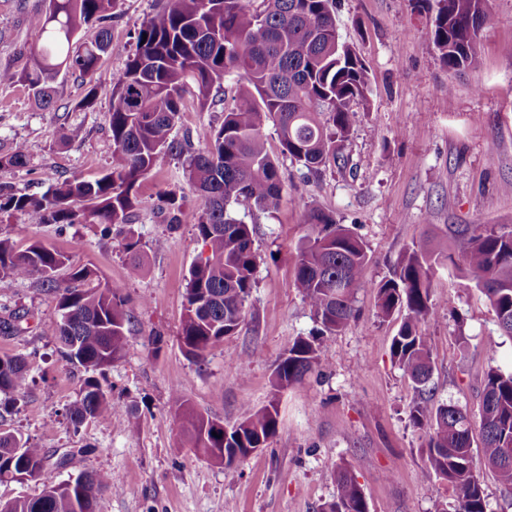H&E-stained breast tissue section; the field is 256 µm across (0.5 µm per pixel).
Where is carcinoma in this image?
<instances>
[{
    "instance_id": "cac0c4a2",
    "label": "carcinoma",
    "mask_w": 512,
    "mask_h": 512,
    "mask_svg": "<svg viewBox=\"0 0 512 512\" xmlns=\"http://www.w3.org/2000/svg\"><path fill=\"white\" fill-rule=\"evenodd\" d=\"M113 2L41 0L28 11V0H19V10L39 32L40 43L19 49L18 65L0 66V85L29 88L43 109L54 106L53 82L62 72L86 86L78 102L83 109L92 108L98 89L109 86L112 165L92 180L64 179L40 196L0 183V223L20 213L30 224H98L109 240L117 227L121 251L142 269L140 240L128 228L136 210L146 204L141 183L166 157H185L183 179L200 200L193 227L207 255L189 269L178 340L188 357L199 360L238 332L254 287L252 228L236 216L233 206L247 202L259 210L271 209L284 189L278 162L266 146L265 122L276 123L282 153L316 172L336 159V142L352 127L350 104L367 100L370 78L355 48L339 42L335 0H260L257 6L255 0H163L159 14L135 32L133 58L124 69L109 74L102 59L112 37ZM438 4L433 39L441 63L450 71L477 67L479 33L495 21L489 0ZM89 25L97 28L95 37L77 39ZM233 73L244 84L204 145L195 146L188 133L181 139L171 137L184 109L185 80L194 81L198 105L205 108L216 102L224 77ZM28 162L23 144L0 148V170L24 168ZM158 198L166 203L169 230L179 229L184 197L164 190ZM304 223L307 233L298 252L295 285L320 328L316 336L296 338L278 360L274 388L285 390L319 367L324 337L356 317V291L371 289L380 317L406 311L392 339L391 356L417 394L410 419L426 430L422 452L428 469L452 488L457 512H487L481 469L490 470L504 490L512 491V371L491 368L486 373L481 446L475 449L470 415L456 405L433 403V346L420 324L434 309L435 266L455 264L448 253L452 234L466 239V277L485 294L501 334L512 338V226L451 228L440 237L414 241L390 275L369 282L363 277L367 246L352 229L315 208L306 212ZM62 269L68 270L71 282L64 288L56 278ZM95 277V270L73 265L67 253L40 241L19 247L0 237V278H34L54 294L62 357L87 373L70 411L76 429L87 418H135L98 378L124 355L131 315L120 287L96 284ZM32 382L24 357L0 356V392L21 393ZM175 400V415L190 447L226 468L265 447L277 430L274 408L251 411L228 429L192 411L180 396ZM15 474L39 482L41 492L0 502V512H95L102 492L121 490L108 473L85 474L71 487L56 479L42 449L0 430V481ZM332 475L335 493L322 512H369L357 477L341 464Z\"/></svg>"
}]
</instances>
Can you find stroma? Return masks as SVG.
I'll return each instance as SVG.
<instances>
[{"instance_id":"1","label":"stroma","mask_w":512,"mask_h":512,"mask_svg":"<svg viewBox=\"0 0 512 512\" xmlns=\"http://www.w3.org/2000/svg\"><path fill=\"white\" fill-rule=\"evenodd\" d=\"M160 0H116L107 71L122 70L135 51L132 34ZM496 17L481 31L476 68L448 72L432 37L437 0H336L342 41L355 47L368 71L367 103H353V126L335 164L307 172L283 155L274 122L267 147L285 183L274 209L240 203L235 210L253 230L255 286L247 316L203 363L178 343L188 270L205 254L191 221L168 232L154 201L159 191L199 202L182 177V161L166 158L143 181L146 208L133 228L146 265L131 266L118 246L101 241L94 224H31L15 214L0 236L24 245L42 241L95 269L101 282L120 285L132 315L125 356L108 367L103 385L136 408V420L116 417L73 429L67 412L77 400L82 369L68 364L55 338L56 303L31 280H0V317L22 315L20 333L0 335V355L21 354L36 385L0 402L9 411L0 428L29 438L50 461H62L58 480L81 473L121 477L123 492H104L96 512H320L335 491L332 471L347 465L370 512H455L456 497L428 473L425 433L409 420L415 392L394 364L390 346L402 314L378 317L375 296L360 289L358 316L320 347L321 368L288 390L272 385L276 362L318 324L295 286L303 214H333L365 242L366 279L388 276L404 250L423 234L451 226L512 225V0H490ZM39 41L21 21L16 0H0V66ZM241 84L225 77L223 100L200 107L193 88L173 137H201L223 120ZM53 109L38 107L21 85H0V145L23 143L27 167L0 173L18 188L44 192L57 181L91 179L111 166L109 89L95 106L77 109L81 81L59 75ZM82 130L67 140L66 127ZM435 308L421 330L433 345L434 401L466 409L479 421L489 368H512V338L501 335L485 295L455 267L437 266ZM161 337L153 347L152 337ZM227 425L248 409L276 403L278 427L266 448L238 468L224 469L194 454L175 416V397Z\"/></svg>"}]
</instances>
